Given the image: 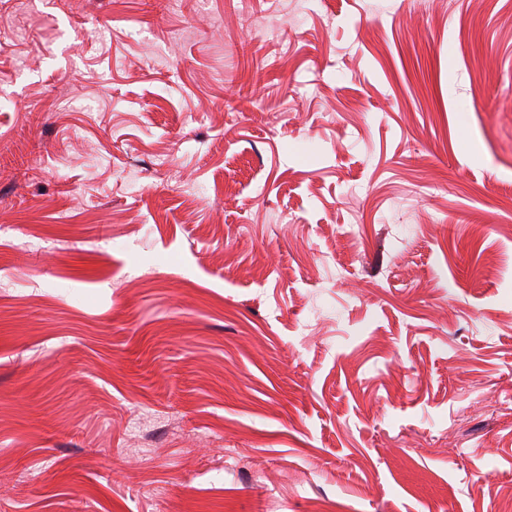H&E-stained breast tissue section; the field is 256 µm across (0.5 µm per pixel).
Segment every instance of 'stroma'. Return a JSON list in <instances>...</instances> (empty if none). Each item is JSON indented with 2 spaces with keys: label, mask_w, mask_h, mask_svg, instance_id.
<instances>
[{
  "label": "stroma",
  "mask_w": 512,
  "mask_h": 512,
  "mask_svg": "<svg viewBox=\"0 0 512 512\" xmlns=\"http://www.w3.org/2000/svg\"><path fill=\"white\" fill-rule=\"evenodd\" d=\"M318 503L512 512V0H0V512Z\"/></svg>",
  "instance_id": "stroma-1"
}]
</instances>
